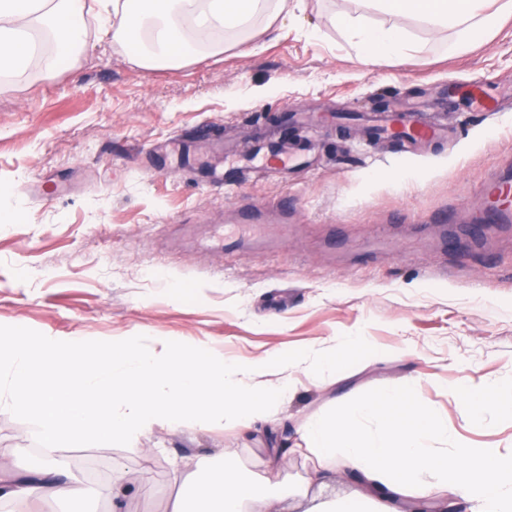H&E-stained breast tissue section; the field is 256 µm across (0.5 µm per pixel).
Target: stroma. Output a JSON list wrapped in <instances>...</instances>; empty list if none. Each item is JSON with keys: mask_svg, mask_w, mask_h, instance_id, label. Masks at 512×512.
<instances>
[{"mask_svg": "<svg viewBox=\"0 0 512 512\" xmlns=\"http://www.w3.org/2000/svg\"><path fill=\"white\" fill-rule=\"evenodd\" d=\"M305 2L300 29L254 52L147 71L92 36L56 73L0 95V325L203 341L229 361L359 332L381 358L322 385L298 375L276 456L264 431L201 422L155 427L134 448L48 451L0 407V459L29 468L49 453L79 480L103 474L87 498L0 512H111L117 468L135 491L125 512H170L203 460L295 489L294 512L351 500L360 485L343 471L306 485L314 456L296 427L408 380L449 434L512 450L511 421L491 410L471 423L448 393L512 379V222L486 223L477 194L512 177V110H451L461 135L412 153L336 125L397 99L437 113L452 82L512 98V20L452 55L427 37L412 60L370 66L325 19L354 0ZM273 147L288 162L253 179Z\"/></svg>", "mask_w": 512, "mask_h": 512, "instance_id": "1", "label": "stroma"}]
</instances>
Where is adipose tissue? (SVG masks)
<instances>
[{
	"label": "adipose tissue",
	"mask_w": 512,
	"mask_h": 512,
	"mask_svg": "<svg viewBox=\"0 0 512 512\" xmlns=\"http://www.w3.org/2000/svg\"><path fill=\"white\" fill-rule=\"evenodd\" d=\"M364 11L338 16L342 36L366 63L402 61L419 46L404 25L416 19L428 32L447 33L449 52L472 41L492 38L512 17V0H362ZM302 11L300 0H0V93L33 62L52 71L80 53L89 32L111 38L145 69H177L222 55L225 48L260 42L283 32ZM493 393L461 386L468 416L481 422L487 408L512 420V380L497 382ZM401 420L391 413L401 405ZM315 455L312 482L348 466L365 473L377 496L361 495L355 504L324 501L314 512H400L406 490L427 495L436 485H453L476 502L477 512H512V452L449 440L438 427L414 384L378 397L344 403L339 412L316 416L301 427ZM451 443V454L441 446ZM193 483L200 512H272L269 486L239 477L229 466L203 463ZM87 490L53 459L22 473L0 464V502L51 495L78 498Z\"/></svg>",
	"instance_id": "ef3b65f1"
}]
</instances>
